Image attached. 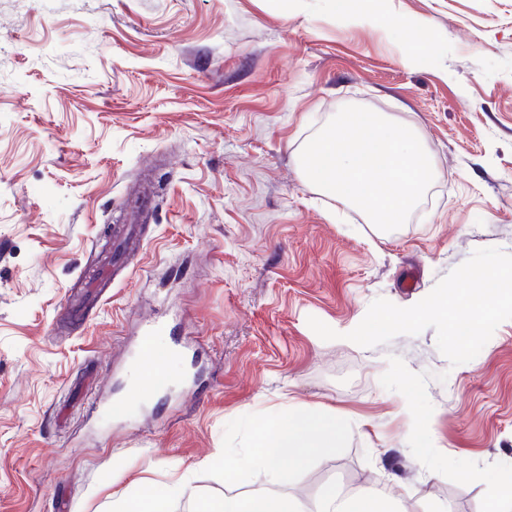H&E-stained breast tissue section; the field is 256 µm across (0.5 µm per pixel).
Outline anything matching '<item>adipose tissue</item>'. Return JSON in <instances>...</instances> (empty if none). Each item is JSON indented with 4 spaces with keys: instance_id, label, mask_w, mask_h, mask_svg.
I'll list each match as a JSON object with an SVG mask.
<instances>
[{
    "instance_id": "obj_1",
    "label": "adipose tissue",
    "mask_w": 512,
    "mask_h": 512,
    "mask_svg": "<svg viewBox=\"0 0 512 512\" xmlns=\"http://www.w3.org/2000/svg\"><path fill=\"white\" fill-rule=\"evenodd\" d=\"M345 438V426L335 413L311 405L287 410L253 429L252 446L242 457L224 463V472L239 476L260 468L279 478L282 463H307L321 449L333 448ZM199 512H304L296 501L267 493L249 497L227 496L201 504ZM317 512H396L393 498L380 494H333L325 498Z\"/></svg>"
}]
</instances>
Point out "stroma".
<instances>
[{"instance_id":"35a3bbf8","label":"stroma","mask_w":512,"mask_h":512,"mask_svg":"<svg viewBox=\"0 0 512 512\" xmlns=\"http://www.w3.org/2000/svg\"><path fill=\"white\" fill-rule=\"evenodd\" d=\"M0 0V512H169L341 489L486 512L512 467V320L450 365L436 332L323 341L408 307L479 248L512 255V0ZM425 21L427 42L417 39ZM421 52L419 64L401 59ZM346 105L411 129L430 201L384 232L305 180ZM174 379L135 390L143 322ZM435 421L421 448L401 408ZM308 404L346 440L224 474L255 424ZM179 492L178 483L167 485L163 490V497L158 498L153 495H147L140 506L137 509L132 510L127 503H122L120 507L116 509L115 512H130V511H138V512H157V511H165L162 508V501L164 504L173 496H175Z\"/></svg>"}]
</instances>
